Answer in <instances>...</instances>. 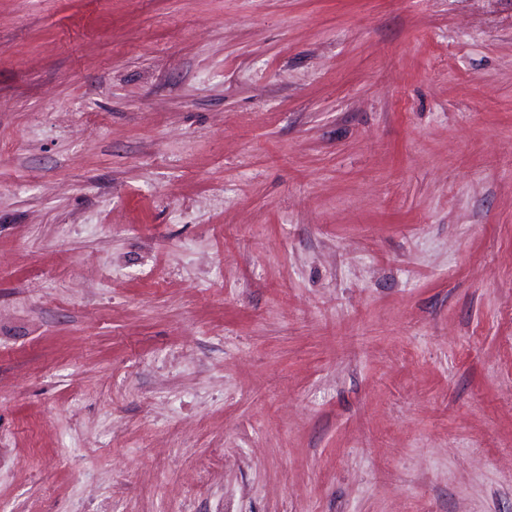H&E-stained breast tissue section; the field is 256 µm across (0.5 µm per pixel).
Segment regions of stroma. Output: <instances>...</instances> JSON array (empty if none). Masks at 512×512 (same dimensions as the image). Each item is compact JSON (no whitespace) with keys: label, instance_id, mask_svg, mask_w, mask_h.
<instances>
[{"label":"stroma","instance_id":"1","mask_svg":"<svg viewBox=\"0 0 512 512\" xmlns=\"http://www.w3.org/2000/svg\"><path fill=\"white\" fill-rule=\"evenodd\" d=\"M0 512H512V0H0Z\"/></svg>","mask_w":512,"mask_h":512}]
</instances>
